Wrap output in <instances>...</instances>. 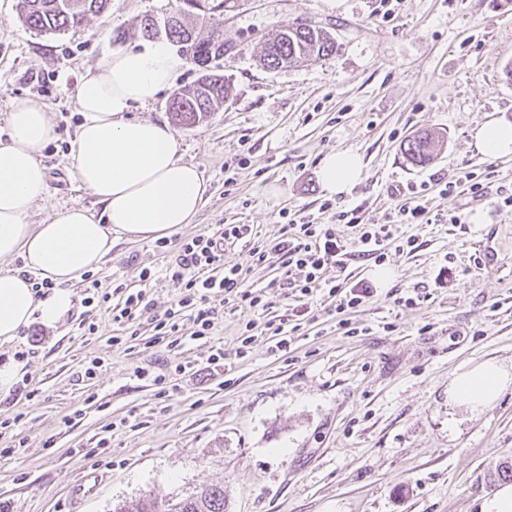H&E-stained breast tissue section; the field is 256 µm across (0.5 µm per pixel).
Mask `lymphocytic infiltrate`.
<instances>
[{"instance_id": "f902f5d3", "label": "lymphocytic infiltrate", "mask_w": 512, "mask_h": 512, "mask_svg": "<svg viewBox=\"0 0 512 512\" xmlns=\"http://www.w3.org/2000/svg\"><path fill=\"white\" fill-rule=\"evenodd\" d=\"M434 223H459V216L438 214L428 215L427 211L413 198H398L391 208L387 220L382 224L364 223L357 210L339 212L335 223L318 222L313 215L294 214L284 228L282 236L274 241L261 240L257 229L251 224H220L205 229L200 234L183 242L174 259L165 268V275L180 284L182 293L177 301V311L166 313L154 320L152 342L175 349L181 344V328L178 311H189L196 326L191 337L195 340L210 335L218 319V310L212 306L214 297H223L233 308L253 312H265L269 305V294L245 285L242 269L224 263V248L228 245L245 243L249 256L255 264L277 259L284 272L297 269L303 272L300 280L289 281L296 306L295 315L301 316L311 306L317 295L332 298L339 310L355 309L369 301L372 288L363 282L348 284L344 281L325 279L328 266L344 267L347 255L383 264L389 246L401 241L408 248H415L414 238H402L399 228L404 224H420L426 220ZM358 228L359 235L353 242H346L343 228ZM140 287L131 288L124 284L113 287L103 294L101 300L108 304L112 323L119 330L113 337V345L119 346L136 338L138 326L144 313L151 305L147 289L155 279L151 269H142L139 275Z\"/></svg>"}]
</instances>
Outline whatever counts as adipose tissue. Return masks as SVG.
<instances>
[{
  "mask_svg": "<svg viewBox=\"0 0 512 512\" xmlns=\"http://www.w3.org/2000/svg\"><path fill=\"white\" fill-rule=\"evenodd\" d=\"M183 57L164 40L140 49L113 51L87 70L77 88L82 120L71 151L78 179L102 207L100 214L68 208L43 224L27 223L47 191L46 169L37 157L54 132L44 104L19 98L10 104L9 142L0 145V260L22 258L0 270V345L16 341L33 321L57 326L73 307L72 286L94 271L112 250V239L170 237L197 216L207 185L183 162L167 124L130 118L133 104H147L172 86ZM481 153L512 156V123L491 118L474 134ZM356 153L334 151L319 169L331 196L362 178ZM52 282L37 297L32 277ZM512 387V367L498 361L461 366L448 383V403L474 415L492 408Z\"/></svg>",
  "mask_w": 512,
  "mask_h": 512,
  "instance_id": "adipose-tissue-1",
  "label": "adipose tissue"
}]
</instances>
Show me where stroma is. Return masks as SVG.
<instances>
[{"mask_svg": "<svg viewBox=\"0 0 512 512\" xmlns=\"http://www.w3.org/2000/svg\"><path fill=\"white\" fill-rule=\"evenodd\" d=\"M175 0H111L107 13L67 32L37 33L21 20L19 0H0V141L17 98L44 103L54 137L39 151L48 187L27 221L43 224L71 206L100 212L81 186L70 147L80 123L81 77L115 50L116 28L163 21ZM224 32L219 72L230 85L223 107L203 122H174V90L199 73L186 63L174 89L130 115L168 123L208 185L194 223L167 240L126 236L91 277L99 292L140 284L148 292L137 339L112 344V318L88 303L85 283L57 327L32 322L0 360L26 353L23 382L0 399V512H113L123 501L156 498L167 512L212 484L226 512H478L512 466V388L482 415L448 405V382L466 362L512 364V158L478 152L473 134L485 120L512 121V0H224L207 14ZM329 31L332 56L298 67L265 69L263 44L286 25ZM429 129L443 146L428 165L412 164L403 144ZM350 150L363 161L361 181L328 197L319 183L325 155ZM487 173L480 196L440 195L419 202L457 224H408L416 251L389 249L392 280L375 281L373 261L329 266L370 284L363 306L338 311L316 298L302 320L277 260L251 264L244 245L224 249L225 265L243 268L250 287H272L268 316L291 329L288 353L257 335L237 354L244 320L224 311L213 333L170 351L150 344L152 319L173 310L181 286L163 271L184 240L212 224H252L262 239L281 237L282 211L319 214L322 223L355 206L382 224L396 189L431 175L456 181ZM329 211H321L324 202ZM488 236L494 263L479 265L476 243ZM418 293L406 308L397 297ZM348 319L357 334H345ZM224 367L211 371L212 348ZM188 366L178 375L176 365ZM172 374L178 389L161 398L140 369ZM81 419H73L75 410ZM101 480L81 499L87 474Z\"/></svg>", "mask_w": 512, "mask_h": 512, "instance_id": "1", "label": "stroma"}]
</instances>
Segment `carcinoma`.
<instances>
[{"instance_id":"1","label":"carcinoma","mask_w":512,"mask_h":512,"mask_svg":"<svg viewBox=\"0 0 512 512\" xmlns=\"http://www.w3.org/2000/svg\"><path fill=\"white\" fill-rule=\"evenodd\" d=\"M109 3L110 0H20V17L33 30L60 33L80 25L90 15L107 12ZM177 3L175 10L169 13V19L164 21V28H158L150 19L145 20L140 27L141 37L154 39L163 32L175 46L194 38L196 46L187 59L197 67L210 59L216 62L223 58L224 44L201 36L204 32L202 27L189 28L184 25L183 16L198 12L200 8L192 6L190 0H177ZM335 50L336 41L327 31L313 26H290L265 44L260 62L271 70L301 64L312 58H325ZM228 89L226 81L211 80L208 73L203 71L192 86L174 95L169 111L181 122H198L224 104ZM437 146L438 141L431 132L419 131L406 141L404 154L412 163L422 166L433 159ZM115 512L162 510L157 500L144 496L122 502L116 506ZM177 512H225L224 486L211 485L203 489L200 494L183 501Z\"/></svg>"}]
</instances>
